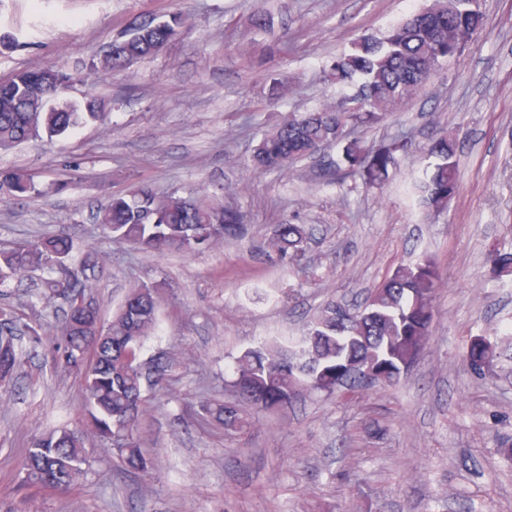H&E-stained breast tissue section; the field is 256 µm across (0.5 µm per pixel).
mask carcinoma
<instances>
[{"label":"carcinoma","instance_id":"1","mask_svg":"<svg viewBox=\"0 0 512 512\" xmlns=\"http://www.w3.org/2000/svg\"><path fill=\"white\" fill-rule=\"evenodd\" d=\"M483 23L479 0H431L426 8L384 32L360 36L350 52L330 65L332 79L350 93L334 105L288 115L256 145L251 168H289L336 146L339 153L327 167L330 175L342 179L360 173L369 184L382 182L395 163V153L405 150L406 144L399 138L379 145L348 141V128L387 121L442 63L474 44ZM182 24L174 15L145 17L121 34L112 53L97 54L92 67L106 76L149 57L173 40ZM69 80L60 70L31 68L0 81V149L43 135L50 139L62 136L85 120L106 122L108 113L96 100L87 102L83 112L55 102ZM458 183L456 139L442 129L416 178L423 207L430 212L447 210ZM36 192L32 175L0 173L1 203ZM98 221L112 238L153 253H191L244 233L241 215L234 209L198 196H159L147 185L112 198L99 211ZM308 240L306 225L279 224L268 248L284 266L293 268L304 256ZM72 249L71 237L56 235L0 252V285L39 271L44 299L66 294L89 300V305L65 312L52 359L61 372L81 376L90 433L112 442L125 470L139 471L147 467L138 433L147 402L145 391L163 381L165 368L157 360L151 374L141 371L143 344L156 325L155 291L147 285L131 289L110 323L102 326L87 275L98 259L73 270L64 266ZM490 262L497 275L512 274V252H495ZM440 278L435 261L424 256L412 265L395 268L359 308L329 304L298 344L264 343L246 350L232 372L237 402L208 406L206 415L226 430H241L248 424V410L286 404L301 385L327 394L340 388L394 385L428 343L432 301ZM20 335L13 315L0 310L1 381L17 369ZM491 353L490 344L474 340L466 361L480 375ZM84 444L85 434L69 429L36 439L19 461L24 483L71 490L83 472Z\"/></svg>","mask_w":512,"mask_h":512}]
</instances>
